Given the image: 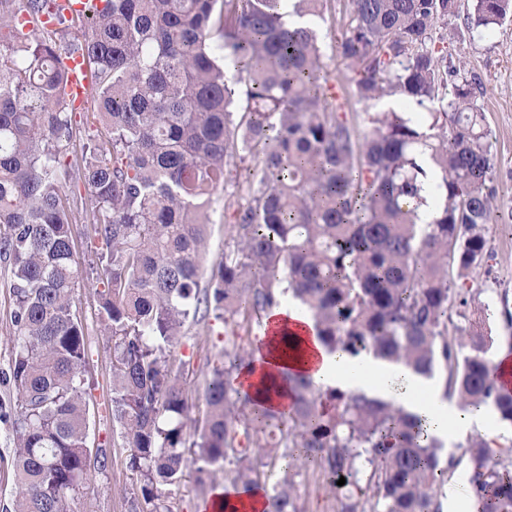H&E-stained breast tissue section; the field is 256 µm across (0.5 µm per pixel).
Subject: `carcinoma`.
<instances>
[{
  "label": "carcinoma",
  "instance_id": "obj_1",
  "mask_svg": "<svg viewBox=\"0 0 512 512\" xmlns=\"http://www.w3.org/2000/svg\"><path fill=\"white\" fill-rule=\"evenodd\" d=\"M56 0H0V262L14 301L8 382L16 393L12 512H68L89 458L83 389L86 340L72 312L79 286L71 214L81 206L106 251L98 319L112 336V417L137 477L132 512H171L164 488L192 465L265 490L264 512H303L295 477L319 472L336 512H442V443L422 420L363 393L323 391L301 373L280 416L232 385L251 359L242 337L189 416L174 348L189 320L261 317L286 295L312 316L331 351L372 352L431 377L449 371L460 408L492 407L512 425V391L494 377L485 319L448 339V305L490 257L498 209L482 78L435 46L460 19L489 36L512 0H350L340 61L352 95L399 94L430 112L424 132L405 112H366L363 135L332 94L313 23L291 27L283 0H87L73 22ZM322 0H293L321 17ZM50 29L24 30L22 16ZM78 24L83 40L65 42ZM82 56L108 137L76 143L64 59ZM242 74L229 83L228 71ZM245 101L239 122L234 98ZM427 154L445 189L417 223ZM257 161L238 185L228 241L202 283L214 192L230 167ZM76 170L87 196L66 191ZM477 512H512V446L467 444ZM346 483L337 485L340 478Z\"/></svg>",
  "mask_w": 512,
  "mask_h": 512
}]
</instances>
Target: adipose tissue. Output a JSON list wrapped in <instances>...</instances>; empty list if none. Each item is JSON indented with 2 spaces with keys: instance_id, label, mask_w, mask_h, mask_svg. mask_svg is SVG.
Wrapping results in <instances>:
<instances>
[{
  "instance_id": "ef3b65f1",
  "label": "adipose tissue",
  "mask_w": 512,
  "mask_h": 512,
  "mask_svg": "<svg viewBox=\"0 0 512 512\" xmlns=\"http://www.w3.org/2000/svg\"><path fill=\"white\" fill-rule=\"evenodd\" d=\"M267 321L273 322L272 335L259 336L252 346L248 365L235 375L233 383L258 402L280 412H287L286 386L276 383L282 369L307 374L321 388L345 392H363L396 403L429 423L430 432L441 441L449 434L464 435L481 428L487 421L483 412L449 415L443 392L426 378L410 369L364 353L357 357L329 351L319 340L314 321L295 302H283L272 308ZM204 512H262V492L248 494L233 487H216L203 502Z\"/></svg>"
}]
</instances>
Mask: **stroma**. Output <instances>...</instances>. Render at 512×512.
Masks as SVG:
<instances>
[{
  "instance_id": "1",
  "label": "stroma",
  "mask_w": 512,
  "mask_h": 512,
  "mask_svg": "<svg viewBox=\"0 0 512 512\" xmlns=\"http://www.w3.org/2000/svg\"><path fill=\"white\" fill-rule=\"evenodd\" d=\"M350 11L349 0H323L322 16L316 24L320 34L327 83L337 93L352 87L353 73L336 56V41L346 30ZM448 49L460 57L468 69L484 80L487 92L483 100L486 121L493 132V154L497 170L494 183L503 217L490 224L488 246L493 256L474 267L468 277L479 288V301L490 314L487 330L495 340L496 350L507 349L506 332L500 321L503 299L512 300V19L484 39H470L467 32L450 41ZM253 158L231 169L215 196L210 210V249L203 263L211 271L224 252L227 239L228 213L224 204L236 195L237 184L246 170L255 169ZM74 258L80 286L74 293L73 311L84 327L87 343L85 387L90 395L88 406L87 446L95 456L86 472L71 512H129V498L136 476L127 467V451L122 446L121 428L112 419V339L103 331L97 317L98 259L91 224L77 221L73 226ZM12 296L4 277L0 276V512L11 504L15 491L12 467L13 431L6 414L15 405L16 394L5 379L14 344L11 312ZM226 328L223 322H186L175 356L184 365L183 385L191 405L192 416H201L205 409V389L210 370L224 349Z\"/></svg>"
}]
</instances>
